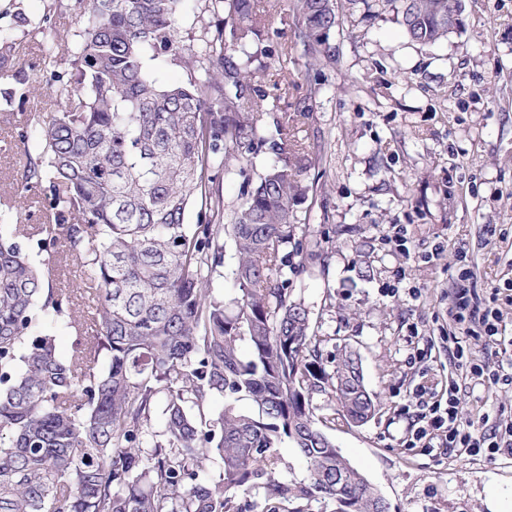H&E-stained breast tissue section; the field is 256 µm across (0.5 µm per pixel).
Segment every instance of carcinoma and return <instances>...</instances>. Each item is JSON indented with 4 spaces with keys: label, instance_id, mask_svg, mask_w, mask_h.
Instances as JSON below:
<instances>
[{
    "label": "carcinoma",
    "instance_id": "carcinoma-1",
    "mask_svg": "<svg viewBox=\"0 0 512 512\" xmlns=\"http://www.w3.org/2000/svg\"><path fill=\"white\" fill-rule=\"evenodd\" d=\"M399 4L408 36L448 37L459 0H380ZM182 0H73L78 19L67 47L43 19L34 26L55 67L56 110L40 123L37 154L25 153L24 188L45 191L60 234L90 283L95 312L89 342L70 361L37 322L68 316L77 291L53 287L61 269L35 265L24 227L0 234V512H245L241 498L261 489L266 512H372L374 489L321 427L312 395L335 399L361 426L376 412L358 353L332 372L304 300L288 287L304 263L290 260L300 179L286 122L260 130L246 107V47L256 29L254 0H204L223 13L200 46L178 36ZM300 39L314 60L336 47V0H294ZM246 60L224 55V28ZM189 73L161 87L147 60ZM263 150L276 155L242 204L224 211L220 176ZM197 223H186L195 198ZM228 237L238 294L209 288ZM247 343L244 352L241 343ZM224 399L218 413L210 401ZM248 399L253 411L237 402ZM163 428L145 430L157 406ZM288 443L307 464L293 481L276 448Z\"/></svg>",
    "mask_w": 512,
    "mask_h": 512
}]
</instances>
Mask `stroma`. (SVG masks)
<instances>
[{
	"label": "stroma",
	"mask_w": 512,
	"mask_h": 512,
	"mask_svg": "<svg viewBox=\"0 0 512 512\" xmlns=\"http://www.w3.org/2000/svg\"><path fill=\"white\" fill-rule=\"evenodd\" d=\"M70 0H0L22 11L11 30L15 55L0 67V90L15 72L30 97L0 110V232L48 221L41 191L16 179L37 151L34 113L54 108L51 68L31 22L49 18L64 39L78 28ZM461 30L434 45L412 41L396 11L371 17L363 0H339L332 61L310 62L296 41L292 0H257V56L246 100L265 124L287 118L309 187L288 246L306 269L294 285L310 310L327 369L356 350L378 408L366 424L336 420L328 435L384 496L388 512H512V457L487 461L461 449L422 448L412 436L424 410L417 385L445 396L459 385L462 420H512V385L475 386L448 350L455 336L470 360L496 368L485 337L449 314L468 261L476 303L502 312L512 341V303L496 299L512 279V0H462ZM22 191V190H21ZM404 225L406 250L386 241ZM442 245L438 261L421 255ZM416 295H409V288Z\"/></svg>",
	"instance_id": "1"
}]
</instances>
